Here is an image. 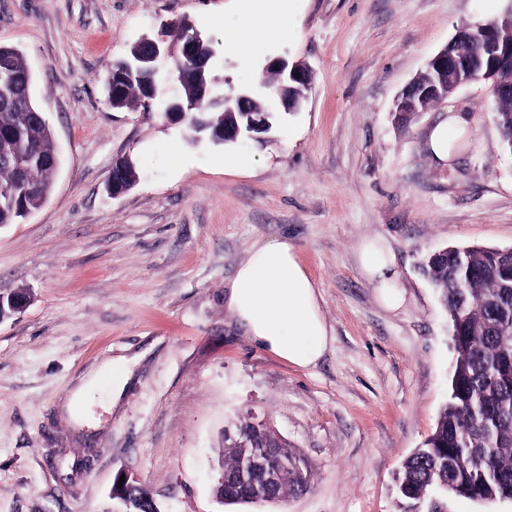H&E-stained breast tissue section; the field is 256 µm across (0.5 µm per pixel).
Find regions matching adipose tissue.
Wrapping results in <instances>:
<instances>
[{"instance_id":"ef3b65f1","label":"adipose tissue","mask_w":512,"mask_h":512,"mask_svg":"<svg viewBox=\"0 0 512 512\" xmlns=\"http://www.w3.org/2000/svg\"><path fill=\"white\" fill-rule=\"evenodd\" d=\"M277 0H236L247 19L242 31L224 34L234 56L251 60L255 43H271L288 28ZM476 137L466 107H451L427 131L425 145L433 160L446 166L457 156L456 148ZM361 268L374 285L382 304L398 308L397 272L392 253L379 238L364 240ZM226 306L260 348L299 368L315 366L327 351L332 336L320 307V294L298 259L297 248L279 236L255 243L238 266L226 297Z\"/></svg>"}]
</instances>
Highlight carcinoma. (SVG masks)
Returning a JSON list of instances; mask_svg holds the SVG:
<instances>
[{"mask_svg": "<svg viewBox=\"0 0 512 512\" xmlns=\"http://www.w3.org/2000/svg\"><path fill=\"white\" fill-rule=\"evenodd\" d=\"M470 36L455 43L453 52L462 73L473 77L471 64L484 48L476 25H466ZM185 32L173 22L169 40L175 63L184 67L180 53ZM9 69L0 77V226L23 219L24 208L35 209L46 199L59 160L54 136L46 124L34 122L33 77L22 54L0 45V61ZM158 75L141 73L123 83L125 102L148 97ZM506 150L512 152V97L495 96ZM220 113L207 100L185 125L199 134L197 121L214 126ZM423 275L436 289L452 326L455 361L448 398L441 406L431 434L407 457L395 476L398 512H410L416 503L440 509L454 499L495 502L512 499V253L485 245L452 246L420 263ZM242 449L224 440V470L241 463ZM288 481L272 496L288 498L307 492L312 471L299 452L288 456ZM230 503H247L241 485L215 488Z\"/></svg>", "mask_w": 512, "mask_h": 512, "instance_id": "cac0c4a2", "label": "carcinoma"}]
</instances>
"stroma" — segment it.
<instances>
[{"label":"stroma","mask_w":512,"mask_h":512,"mask_svg":"<svg viewBox=\"0 0 512 512\" xmlns=\"http://www.w3.org/2000/svg\"><path fill=\"white\" fill-rule=\"evenodd\" d=\"M507 0H278L287 36L263 60L306 63L307 98L276 108L265 138L235 142L256 168L230 172L224 148L190 142L150 106L112 108L104 78L142 36L185 18L214 51L228 93L263 70L224 49L242 27L232 0H0V44L16 47L51 126L60 165L45 203L0 227V291L24 311L0 321V512H122L128 470L159 512H396L393 479L431 433L455 352L448 314L418 270L449 245L512 247V152L483 80L469 105L475 141L447 166L425 148L446 106L398 122L399 92L466 23ZM134 186L110 197L115 161ZM288 236L314 280L333 342L315 367L256 345L224 305L261 239ZM384 238L400 308L380 303L358 246ZM137 357L119 403L87 398L98 427L60 413L103 359ZM254 411L307 460L310 491L277 504L225 506L212 487L222 433Z\"/></svg>","instance_id":"obj_1"}]
</instances>
